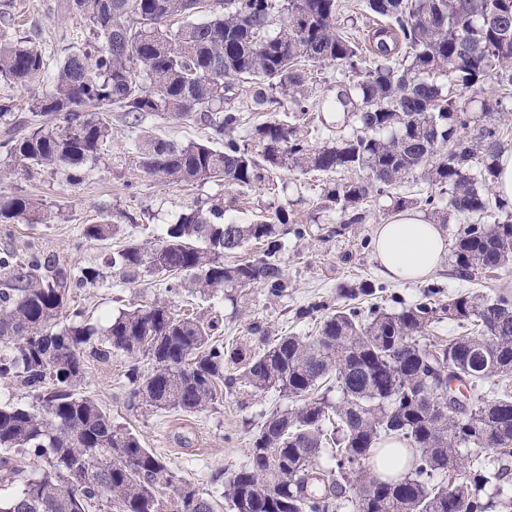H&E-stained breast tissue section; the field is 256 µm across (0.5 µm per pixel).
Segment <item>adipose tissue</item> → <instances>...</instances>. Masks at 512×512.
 I'll return each instance as SVG.
<instances>
[{
	"label": "adipose tissue",
	"instance_id": "adipose-tissue-1",
	"mask_svg": "<svg viewBox=\"0 0 512 512\" xmlns=\"http://www.w3.org/2000/svg\"><path fill=\"white\" fill-rule=\"evenodd\" d=\"M375 254L380 274L391 281H421L437 272L448 254L439 225L406 210L379 225Z\"/></svg>",
	"mask_w": 512,
	"mask_h": 512
}]
</instances>
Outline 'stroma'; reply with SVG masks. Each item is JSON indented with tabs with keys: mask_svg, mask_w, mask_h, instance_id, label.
<instances>
[{
	"mask_svg": "<svg viewBox=\"0 0 512 512\" xmlns=\"http://www.w3.org/2000/svg\"><path fill=\"white\" fill-rule=\"evenodd\" d=\"M0 12L18 17L24 30L37 31L46 50V70L37 85L9 90L24 112L36 87L48 84L64 58L70 23L61 19L57 0H0ZM140 130L185 142L210 135L203 124L151 112L141 115L133 129L123 112L116 109L112 112V140L83 181L70 182L61 170L31 177L21 173L0 177V193L23 192L40 198L51 215L46 224H0V253L10 251L21 258L36 249L68 263L74 273L86 268L97 270L96 284L74 289L73 304L98 329H105L110 318L123 309L162 300L175 310L189 308L204 320L216 321L217 338L255 347L259 338L251 332L253 325H261L271 337L315 334L320 316L307 314V307L314 303L330 308L345 305L342 289L366 283L375 286V298L388 312L399 311L431 292L444 298L468 292L489 297L502 290L512 292V266L478 283L461 280L448 260L439 273L422 282L383 278L373 240L377 226L392 216V202L386 197L375 199L368 204L363 223L342 224L339 213L325 206L324 191L337 180L333 174L281 169L277 172L280 187L275 191L241 190L221 183L155 181L129 157L130 144ZM196 200L223 206L225 221L239 224L250 223L255 215L271 213L278 206L288 209L300 231L283 239L281 260L288 279L285 291L273 295L264 288H247L208 297L188 287L176 294L169 292L166 280L147 272L130 284L115 277L110 264L113 248L131 239L153 241ZM98 216L121 226L111 247L87 241L82 235L83 225ZM131 363L120 352L105 361L87 359L83 392L111 414L114 425L136 434L177 476L216 496L222 492L225 479L248 463L252 433L264 416L292 406L285 395L254 393L243 387L224 393L214 408L195 415L152 408L131 411L126 405Z\"/></svg>",
	"mask_w": 512,
	"mask_h": 512,
	"instance_id": "obj_1",
	"label": "stroma"
}]
</instances>
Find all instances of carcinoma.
<instances>
[{"label":"carcinoma","mask_w":512,"mask_h":512,"mask_svg":"<svg viewBox=\"0 0 512 512\" xmlns=\"http://www.w3.org/2000/svg\"><path fill=\"white\" fill-rule=\"evenodd\" d=\"M365 0L383 22L365 45L345 34L342 0H58L72 22L68 53L48 89L31 99V116L0 141L12 170L31 176L62 169L82 180L85 166L112 140V107L138 119L145 112L201 122L208 142L178 143L137 136L133 162L162 182H223L253 189L281 168L304 173L351 172L325 198L342 223L360 224L376 196L393 210L422 204L439 224L453 212L463 224L452 246L454 269L480 281L512 261V220L481 222L491 207L502 128L486 123L508 111L512 88V0ZM204 12L200 21L196 14ZM281 21L278 32L270 27ZM38 34L20 35L0 17V82L38 81L46 56ZM336 65L353 76L338 85L327 109L353 119L348 136L321 145L296 125L311 106L310 68ZM448 76V86L436 76ZM251 87L250 110L263 112L275 91L288 100L292 121L270 119L242 136L239 110L224 93ZM497 88L489 91L487 86ZM482 94L470 115L467 94ZM472 127L470 137L460 130ZM423 171L439 195L393 196V186ZM448 195V207L440 195ZM45 204L28 194H0V224H45ZM290 214L282 206L250 224L224 223V208L196 201L150 248L131 242L112 253V270L133 283L154 272L183 287L188 276L203 293L224 288H287L280 236ZM117 233L110 221L87 224L89 242ZM255 243L262 253L233 263ZM96 282L39 251L19 259L0 253V376L13 375L36 392L39 412L0 405V512H90L101 499L117 512H215L211 496L184 482L175 498L159 488L176 484L166 463L139 438L112 424L97 401L78 389L85 353L100 360L144 354L147 373L133 364L128 408L194 414L244 385L275 389L294 407L272 412L252 436L250 462L224 483L232 512H493L487 486L512 458V387L492 397L479 387L512 376V294L430 295L398 312L373 305L323 314L314 336L281 335L263 347L226 345L216 325L184 317L164 301L122 310L104 331L68 315L73 289ZM463 333L429 338L444 320ZM233 364L237 375L224 374ZM468 401L448 410V390ZM339 397L331 401L328 393ZM396 440L400 448L384 444ZM493 451L491 473L465 465L460 448ZM328 462H322L323 456ZM35 459L38 467L28 470Z\"/></svg>","instance_id":"1"}]
</instances>
